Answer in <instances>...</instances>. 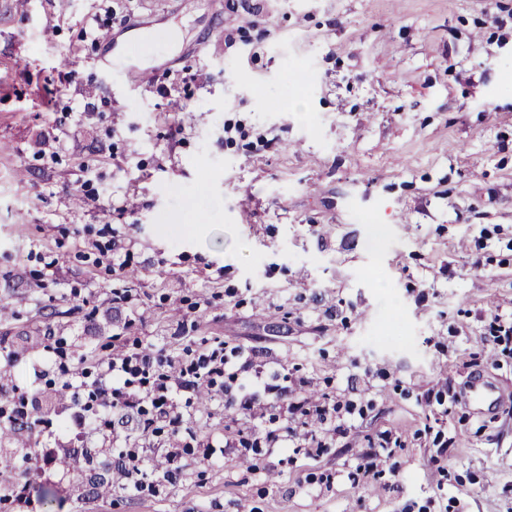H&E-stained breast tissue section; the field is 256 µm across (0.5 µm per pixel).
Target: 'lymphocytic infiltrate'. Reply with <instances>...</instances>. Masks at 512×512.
<instances>
[{
	"label": "lymphocytic infiltrate",
	"instance_id": "lymphocytic-infiltrate-1",
	"mask_svg": "<svg viewBox=\"0 0 512 512\" xmlns=\"http://www.w3.org/2000/svg\"><path fill=\"white\" fill-rule=\"evenodd\" d=\"M228 359L223 346H216L192 359L148 350H120L97 360L98 380L87 395L69 408L63 429H46L34 457L49 460L56 454L59 437L73 439L110 427L115 415L133 416L141 433H158L168 427L179 433L185 419L177 394L223 376Z\"/></svg>",
	"mask_w": 512,
	"mask_h": 512
}]
</instances>
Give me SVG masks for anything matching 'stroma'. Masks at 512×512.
<instances>
[{
    "instance_id": "1",
    "label": "stroma",
    "mask_w": 512,
    "mask_h": 512,
    "mask_svg": "<svg viewBox=\"0 0 512 512\" xmlns=\"http://www.w3.org/2000/svg\"><path fill=\"white\" fill-rule=\"evenodd\" d=\"M497 313H512V0H0V345L18 358L0 381L25 390L40 361L34 414L55 423L74 402L56 347L218 340L233 391L257 375L352 405L335 444L271 450L199 386L190 432L131 438L140 492L116 467L122 429L85 436L63 469L23 464L33 435L0 425L18 461L0 484L28 483L34 512H512ZM472 380L501 402L474 403ZM385 430L402 448L358 474ZM222 438L236 447L203 458ZM172 439L195 448L170 460ZM86 449L113 463L112 495Z\"/></svg>"
}]
</instances>
